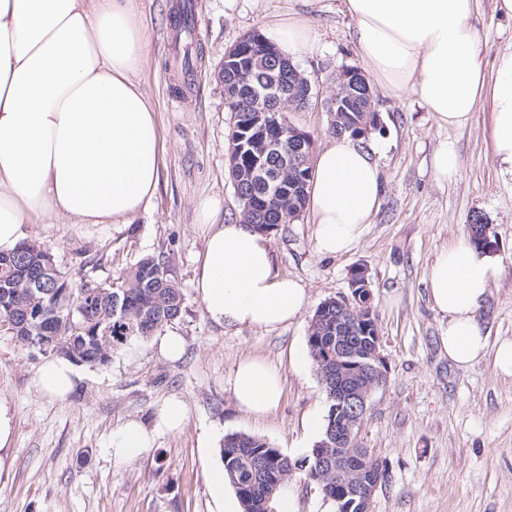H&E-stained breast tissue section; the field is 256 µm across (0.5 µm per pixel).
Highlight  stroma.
<instances>
[{
	"label": "stroma",
	"mask_w": 512,
	"mask_h": 512,
	"mask_svg": "<svg viewBox=\"0 0 512 512\" xmlns=\"http://www.w3.org/2000/svg\"><path fill=\"white\" fill-rule=\"evenodd\" d=\"M179 0H139L147 37L137 79L154 103L165 165L152 206L127 224H76L59 216L25 225V243L50 250L73 283L116 278L142 257L163 255L184 298L180 317L165 333L182 336L177 361L157 352V338L134 341L105 366H82L85 376L65 401L37 389L43 355L20 347L0 323V398L14 417L9 458L0 467V512H217L208 470L221 461L225 435L265 439L291 459L317 441L310 416H325L327 399L313 362L293 366L291 350L306 348L310 320L325 300L349 296L353 267L369 270L374 309L387 363L386 384L372 395L356 441L386 461L390 479L370 512H512V377L492 357L467 369L448 361L441 338L448 320L432 306L427 272L436 255L467 236L469 218L483 213L504 267L489 289L478 319L490 344L512 340V176L490 150L491 114L479 108L458 128L439 126L417 95H378L380 129L360 145L377 164L384 194L357 246L342 255L315 248L310 211L282 225L271 238L276 270L309 295L297 320L272 332L221 328L208 320L194 288L195 259L207 229L198 203L221 201L218 223L241 218L228 169L231 114L217 70L226 48L275 15L306 10L315 33L312 51L294 63L311 81L308 105L289 113L315 149L333 138L327 101L344 67H361L345 0H195L192 46L178 41ZM480 59L494 74L499 55L512 52V20L495 0H477ZM192 52V71L178 58ZM455 146L460 170L437 183L433 156ZM259 356L283 376L280 405L257 419L240 411L232 393L238 361ZM177 400L186 408L181 431L162 432L134 458H113L112 438L129 420L153 428L160 408Z\"/></svg>",
	"instance_id": "obj_1"
}]
</instances>
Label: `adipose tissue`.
<instances>
[{
	"mask_svg": "<svg viewBox=\"0 0 512 512\" xmlns=\"http://www.w3.org/2000/svg\"><path fill=\"white\" fill-rule=\"evenodd\" d=\"M369 75L392 97L417 94L439 125H465L480 104L493 119L491 154L512 175V53L488 76L479 59L475 0H345ZM264 34L288 57L314 46L307 19L296 15ZM146 33L137 0H0V253L14 252L24 225L67 216L79 224H125L157 192L163 149L156 112L137 80ZM309 208L320 254L350 251L378 211L383 188L369 152L347 136L315 160ZM218 199L199 204L207 227L196 260L195 291L223 328L273 331L305 312V288L276 273L270 240L241 221L214 223ZM498 254L460 239L444 249L427 277L434 308L448 318L442 345L466 369L492 357L512 376V341L489 347L478 320ZM73 361L57 356L39 369L42 394L63 400L80 382ZM232 393L260 418L283 393L279 370L243 358Z\"/></svg>",
	"mask_w": 512,
	"mask_h": 512,
	"instance_id": "obj_1",
	"label": "adipose tissue"
}]
</instances>
